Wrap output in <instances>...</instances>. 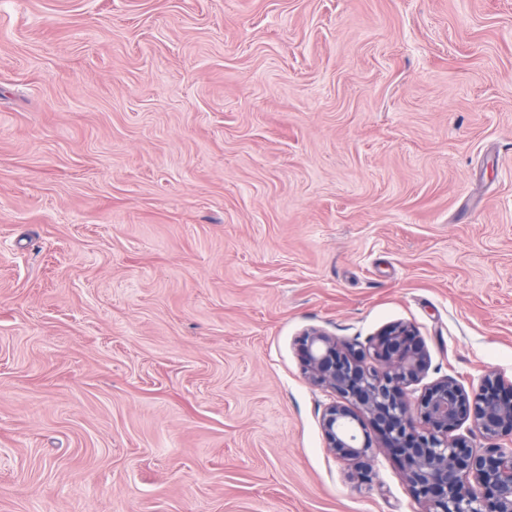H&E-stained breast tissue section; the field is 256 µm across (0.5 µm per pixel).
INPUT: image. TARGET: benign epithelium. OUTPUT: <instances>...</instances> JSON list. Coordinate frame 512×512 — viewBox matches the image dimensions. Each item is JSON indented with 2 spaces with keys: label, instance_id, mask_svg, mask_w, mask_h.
Instances as JSON below:
<instances>
[{
  "label": "benign epithelium",
  "instance_id": "benign-epithelium-1",
  "mask_svg": "<svg viewBox=\"0 0 512 512\" xmlns=\"http://www.w3.org/2000/svg\"><path fill=\"white\" fill-rule=\"evenodd\" d=\"M298 351L311 384L334 396L320 420L332 453L368 469L371 422L422 512H512L511 380L486 372L467 389L447 376L410 402L407 390L425 376L429 355L405 323L382 329L366 349L310 329ZM466 423L468 434L459 433ZM475 435L485 447L473 445Z\"/></svg>",
  "mask_w": 512,
  "mask_h": 512
}]
</instances>
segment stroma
<instances>
[{
  "label": "stroma",
  "instance_id": "35a3bbf8",
  "mask_svg": "<svg viewBox=\"0 0 512 512\" xmlns=\"http://www.w3.org/2000/svg\"><path fill=\"white\" fill-rule=\"evenodd\" d=\"M512 380V0H0V512H420L312 328Z\"/></svg>",
  "mask_w": 512,
  "mask_h": 512
}]
</instances>
